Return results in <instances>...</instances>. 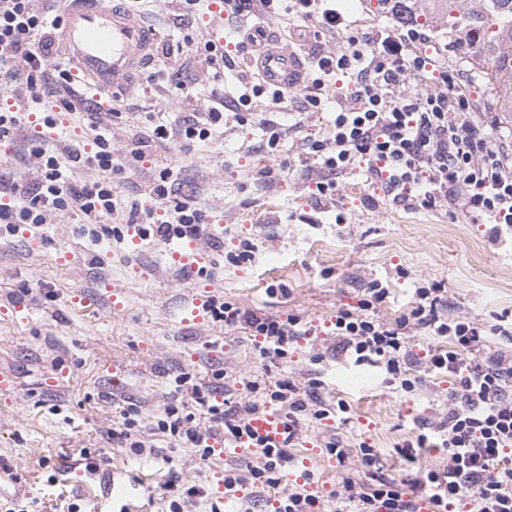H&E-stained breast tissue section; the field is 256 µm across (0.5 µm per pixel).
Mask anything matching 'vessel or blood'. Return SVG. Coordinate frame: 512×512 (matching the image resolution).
<instances>
[{
	"label": "vessel or blood",
	"instance_id": "b4317fda",
	"mask_svg": "<svg viewBox=\"0 0 512 512\" xmlns=\"http://www.w3.org/2000/svg\"><path fill=\"white\" fill-rule=\"evenodd\" d=\"M57 29L67 62L98 90L112 92L123 87L150 59L151 34L113 0H69ZM257 64L268 83L281 87L298 86L305 72L299 54L269 40L258 45ZM170 255L182 270L199 267L200 254L193 247L176 245ZM250 427L253 434L276 443L282 441L285 432L275 415L257 418Z\"/></svg>",
	"mask_w": 512,
	"mask_h": 512
}]
</instances>
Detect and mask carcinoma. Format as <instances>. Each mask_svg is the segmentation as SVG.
<instances>
[{
    "label": "carcinoma",
    "instance_id": "cac0c4a2",
    "mask_svg": "<svg viewBox=\"0 0 512 512\" xmlns=\"http://www.w3.org/2000/svg\"><path fill=\"white\" fill-rule=\"evenodd\" d=\"M448 46L492 69L496 104L512 112V0H445Z\"/></svg>",
    "mask_w": 512,
    "mask_h": 512
}]
</instances>
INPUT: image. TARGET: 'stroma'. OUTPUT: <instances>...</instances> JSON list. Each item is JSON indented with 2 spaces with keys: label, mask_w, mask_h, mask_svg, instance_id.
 Returning <instances> with one entry per match:
<instances>
[{
  "label": "stroma",
  "mask_w": 512,
  "mask_h": 512,
  "mask_svg": "<svg viewBox=\"0 0 512 512\" xmlns=\"http://www.w3.org/2000/svg\"><path fill=\"white\" fill-rule=\"evenodd\" d=\"M174 10L170 0H147L139 18L161 42L208 40L207 24L177 20ZM448 61L467 72L493 134L512 141V112L491 102L476 64L455 55ZM169 65L155 57L122 91L115 107L124 118L112 127L116 148L176 114L206 111L238 77L227 67L218 78L178 90ZM339 100L332 93L320 110L297 102L279 115L288 129L279 157L258 150L267 110L258 98L246 125L217 127L211 140L180 156L148 149L137 171L116 176L119 192L132 199L143 198L166 167L181 189L197 188L208 228L197 242L204 260L193 279L172 263L168 240L118 241L75 216L0 242L1 503L21 498L29 512H67L75 501L83 512H163L159 487L169 474L216 489L237 455L201 460L151 427L158 405L174 397L177 376L207 379L216 367L269 385L288 374L322 380L325 398L349 406L334 428L338 438L366 439L379 450L384 474L409 477L413 468L395 449L416 439L419 421L441 411L446 379L422 367L416 391L396 392L375 368L335 356L323 324L338 308L357 306L372 281L391 292L379 311L391 321L406 312L416 288L436 280L445 288L441 312L448 318L512 325V242L492 241L488 221L457 207L404 209L362 168L338 177L334 205L319 212L316 175L299 160L304 136L322 137ZM280 160L284 173L264 181L261 169ZM244 239L255 244V257L237 267L226 255ZM218 294L260 317L300 316L319 332L322 362L312 365L295 353L272 363L241 324L185 323L192 302ZM132 404L155 456L137 457L106 436L121 428L122 411ZM302 429L299 453L309 458L320 494L328 495L340 466L323 454L318 422ZM83 448L91 450L98 475L66 470L65 461L78 460Z\"/></svg>",
  "instance_id": "stroma-1"
}]
</instances>
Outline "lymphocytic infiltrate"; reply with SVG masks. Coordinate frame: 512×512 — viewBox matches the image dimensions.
Wrapping results in <instances>:
<instances>
[{"label": "lymphocytic infiltrate", "instance_id": "1", "mask_svg": "<svg viewBox=\"0 0 512 512\" xmlns=\"http://www.w3.org/2000/svg\"><path fill=\"white\" fill-rule=\"evenodd\" d=\"M184 14H207L219 4L228 17L261 19L274 15L279 0H178ZM338 0H288V15L297 29L313 28L315 37L341 41L331 54L313 52L298 94L265 82L255 69L243 71L235 88L239 112L254 99L287 109L293 97L321 107L325 97L343 87L340 106L325 136L308 139L303 160L308 170L318 171V198L332 201L336 175L365 166L386 196L410 209H433L460 204L467 214L489 218L494 234L512 225V142L494 138L479 117L468 91L464 71L449 67L447 45L433 41L415 23L369 25L361 36L350 33L351 23ZM165 58L194 54L209 71L225 61L248 54L240 40L217 52L211 43L173 47L161 44ZM59 47L46 17L34 0H0V90L12 92L13 108L0 107V142H10L26 125L42 127L32 139L36 159L31 178L0 180V238L21 228H40L76 215L81 223L101 224L112 215L121 223L112 235L122 238L124 229H137L140 239L156 236L197 240L206 215L197 198L175 196L169 185L173 169H165L148 187V202L127 200L112 178L136 170L146 148L160 144L189 150L195 142L211 137L225 118L223 103L156 125L147 139L132 146H112L111 113L101 111L92 99L74 96L75 78L57 67ZM87 121L89 143H64L51 137L56 111ZM86 167L99 171L94 181L76 179L73 171ZM443 290L440 282L415 291L408 313L384 321L378 309L389 290L372 283L357 308L338 310L330 325L338 354L356 363L377 367L393 390L412 392L409 376L417 358L413 352L419 333L429 338L427 368L447 378L448 397L437 421L415 443L398 453L415 464L411 483L385 476L377 449L359 440L347 445L325 442L342 470L329 496L313 490L314 474L303 470L301 483L282 486V470L293 463L302 440V420H330L347 412L345 403L330 404L321 394V380L301 383L288 375L275 382L272 391L251 377L238 376L237 389L217 392L212 385L184 373L176 388L185 401L160 406L154 419L158 431L177 438L200 459L213 456L217 446L237 445L249 434L257 416L276 412L288 434L282 445H266L246 451L244 467L224 472V494L232 497L244 485L273 499V512H327L323 501L336 503V512H420L427 499L430 512H512V346L487 350L484 323L462 317L448 320L439 312ZM213 318L225 324L242 323L258 337L263 357L286 359L290 348L307 338L309 328L300 317H259L241 312L223 298L208 302ZM196 411H188V403ZM443 448V465H419V451L427 443ZM368 481H359V473Z\"/></svg>", "mask_w": 512, "mask_h": 512}]
</instances>
